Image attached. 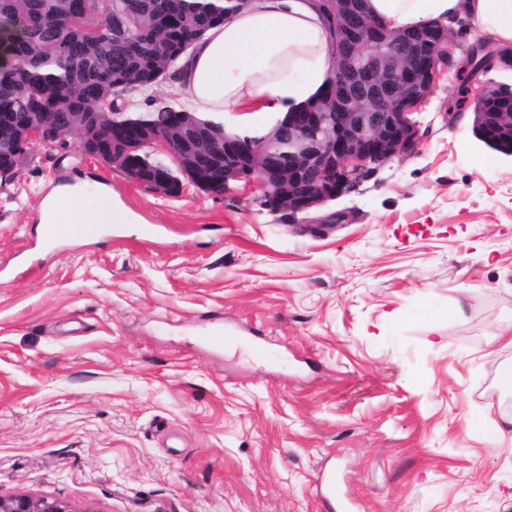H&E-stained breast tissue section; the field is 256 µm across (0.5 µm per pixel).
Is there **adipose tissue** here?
<instances>
[{
  "instance_id": "ef3b65f1",
  "label": "adipose tissue",
  "mask_w": 512,
  "mask_h": 512,
  "mask_svg": "<svg viewBox=\"0 0 512 512\" xmlns=\"http://www.w3.org/2000/svg\"><path fill=\"white\" fill-rule=\"evenodd\" d=\"M370 12L395 30L461 17L489 41L512 45V0H368ZM334 69L328 35L310 0H249L197 41L170 89L190 111L215 120L241 112L262 133L285 112L320 93ZM100 194V204L87 201ZM43 224H129L112 189L80 181L42 203Z\"/></svg>"
}]
</instances>
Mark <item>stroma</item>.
I'll return each instance as SVG.
<instances>
[{
	"label": "stroma",
	"instance_id": "1",
	"mask_svg": "<svg viewBox=\"0 0 512 512\" xmlns=\"http://www.w3.org/2000/svg\"><path fill=\"white\" fill-rule=\"evenodd\" d=\"M457 87L415 153L292 223L253 182L168 197L35 146L0 187V496L327 512L333 475L351 512H512V158ZM80 176L136 223L39 249Z\"/></svg>",
	"mask_w": 512,
	"mask_h": 512
}]
</instances>
